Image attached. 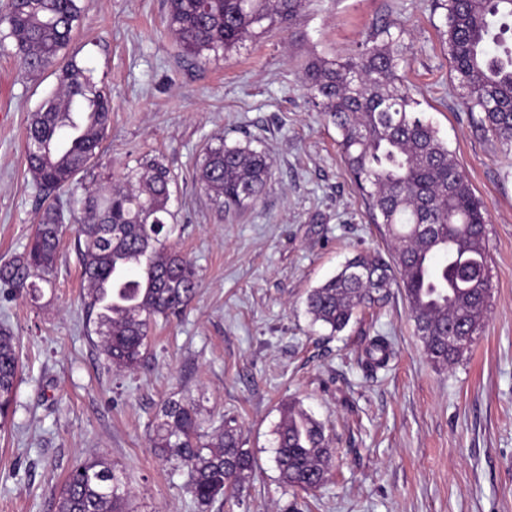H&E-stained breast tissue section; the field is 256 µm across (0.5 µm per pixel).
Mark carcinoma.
I'll return each mask as SVG.
<instances>
[{
    "label": "carcinoma",
    "mask_w": 512,
    "mask_h": 512,
    "mask_svg": "<svg viewBox=\"0 0 512 512\" xmlns=\"http://www.w3.org/2000/svg\"><path fill=\"white\" fill-rule=\"evenodd\" d=\"M82 0H9L0 49L19 58L27 74L55 68L57 86L31 114L25 130L28 172L45 193L30 242L0 265V283L25 288L33 301L51 284L65 226L58 195L77 185L102 151L112 98L75 58L63 59L80 24ZM167 27L183 52L196 57L228 52L256 33L287 28L305 0H168ZM443 36L468 110L512 151V50L501 39L512 0H440ZM402 36L381 27L372 45L348 58H319L304 67V84L339 133L338 146L365 202L369 219L384 227L391 261L371 254L346 260L306 298L312 322L345 330L357 314L401 288L415 333L430 362L456 363L483 329L491 294L486 213L448 143L416 111L400 74ZM266 152L216 138L196 169L200 188L220 212L255 205L271 179ZM173 176L162 159L139 165L73 197L82 302L88 332L118 368L137 366L158 319L179 317L196 296L193 263L168 245ZM379 364L389 348L366 349ZM19 363L16 337L0 326V420L14 412ZM275 462L282 482L303 491L326 481L333 451L321 422L295 402L284 405L275 430ZM154 454L189 470L199 506L231 496L247 483L255 461L241 429L229 418L215 434L201 432L191 401H164L151 439ZM123 473L89 456L69 473L57 512H130Z\"/></svg>",
    "instance_id": "carcinoma-1"
}]
</instances>
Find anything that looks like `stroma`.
Returning <instances> with one entry per match:
<instances>
[{
    "label": "stroma",
    "instance_id": "stroma-1",
    "mask_svg": "<svg viewBox=\"0 0 512 512\" xmlns=\"http://www.w3.org/2000/svg\"><path fill=\"white\" fill-rule=\"evenodd\" d=\"M82 5L68 51L111 92L112 121L81 180L162 157L176 177L169 243L200 286L180 319L153 331L141 363L119 370L84 327L74 230L40 300L0 285V322L21 364L16 412L0 425V512H56L66 476L92 454L124 472L133 512H512V153L461 104L436 0H306L291 28L205 58L176 46L167 0ZM379 25L407 44L405 84L487 214L488 315L450 369L426 357L399 288L335 335L306 312L310 289L347 258L391 253L303 81L308 61L353 56ZM55 84L53 70L26 74L0 52V264L39 219L24 132ZM220 135L272 164L267 193L236 215L217 211L196 180ZM377 336L393 348L383 367L364 353ZM170 397L190 399L207 432L236 418L256 462L239 500L200 508L186 468L154 456L152 424ZM291 401L335 446L312 493L284 487L275 463L274 429Z\"/></svg>",
    "mask_w": 512,
    "mask_h": 512
}]
</instances>
